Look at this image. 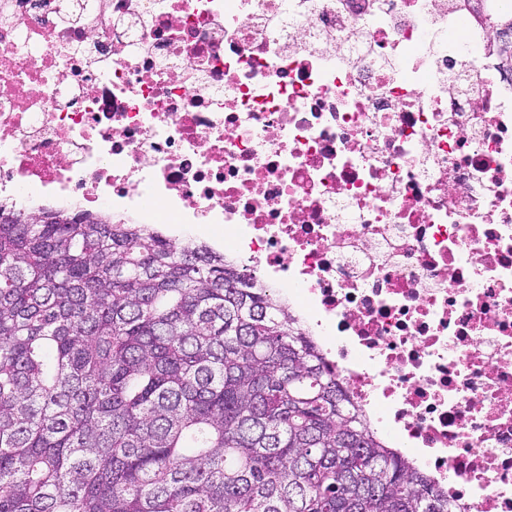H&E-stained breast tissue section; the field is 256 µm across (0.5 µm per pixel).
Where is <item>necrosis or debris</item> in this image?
Wrapping results in <instances>:
<instances>
[{
  "instance_id": "obj_1",
  "label": "necrosis or debris",
  "mask_w": 512,
  "mask_h": 512,
  "mask_svg": "<svg viewBox=\"0 0 512 512\" xmlns=\"http://www.w3.org/2000/svg\"><path fill=\"white\" fill-rule=\"evenodd\" d=\"M458 0H0V205L276 285L458 512H512V79Z\"/></svg>"
}]
</instances>
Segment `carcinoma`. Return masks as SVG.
I'll return each instance as SVG.
<instances>
[{
	"label": "carcinoma",
	"mask_w": 512,
	"mask_h": 512,
	"mask_svg": "<svg viewBox=\"0 0 512 512\" xmlns=\"http://www.w3.org/2000/svg\"><path fill=\"white\" fill-rule=\"evenodd\" d=\"M512 77V0H467ZM0 206V512H456L204 246Z\"/></svg>",
	"instance_id": "obj_1"
}]
</instances>
